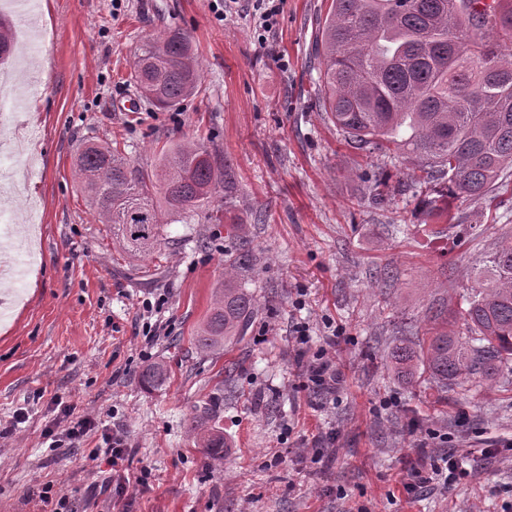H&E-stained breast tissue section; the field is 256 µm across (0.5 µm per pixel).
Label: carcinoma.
I'll use <instances>...</instances> for the list:
<instances>
[{
    "mask_svg": "<svg viewBox=\"0 0 512 512\" xmlns=\"http://www.w3.org/2000/svg\"><path fill=\"white\" fill-rule=\"evenodd\" d=\"M480 0H331L315 42L319 77L315 95L346 142L357 150L406 151L428 183L448 181V194L485 198L512 167V0H496L493 15ZM15 46L11 24L0 19V63ZM134 78L141 96L160 110H176L201 82L192 39L167 28L136 50ZM207 149L176 145L158 169L146 171L108 142L88 141L74 158L75 173L113 242L130 257L161 246L159 212L172 222L224 223L210 205L230 196L234 173ZM240 224L227 237L239 242L225 260L224 288L195 338L202 349L244 335L256 314L254 300L230 283L232 272L255 266ZM491 286L474 288L462 315L444 303L434 318L446 325L419 344L414 326L396 327L389 368L409 378L424 368L442 388L467 377L492 381L512 363V231L489 255ZM462 319L465 334L452 329ZM162 363L142 373L158 387ZM221 400L212 397L189 420L208 458L224 456Z\"/></svg>",
    "mask_w": 512,
    "mask_h": 512,
    "instance_id": "1",
    "label": "carcinoma"
}]
</instances>
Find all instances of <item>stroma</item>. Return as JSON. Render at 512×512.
Returning a JSON list of instances; mask_svg holds the SVG:
<instances>
[{"instance_id": "1", "label": "stroma", "mask_w": 512, "mask_h": 512, "mask_svg": "<svg viewBox=\"0 0 512 512\" xmlns=\"http://www.w3.org/2000/svg\"><path fill=\"white\" fill-rule=\"evenodd\" d=\"M47 4L41 40L19 42L8 65L42 92L0 101V153L24 145L36 157L28 169L0 164L10 237L32 252L0 317V512H512V384L443 391L386 366L395 323L427 332L431 307L463 308L488 284L486 258L512 230V169L493 199L452 196L429 214L419 202L432 192L401 152L351 148L314 96L330 0H283L268 32L224 0ZM167 28L191 36L202 69L173 112L149 105L131 76L138 45ZM86 138L146 168L187 142L231 165L227 219L259 259L238 274L258 305L243 338L194 342L236 247L223 225L168 223L158 252L127 257L74 176ZM373 172L401 195L372 199L362 176ZM302 330L309 350L334 357L335 395L306 386ZM156 362L168 380L150 389L139 373ZM212 396L224 399L218 460L186 429ZM65 406L99 423L57 448ZM115 434L121 459L92 457ZM429 435L464 456L470 474L453 490L406 487Z\"/></svg>"}]
</instances>
